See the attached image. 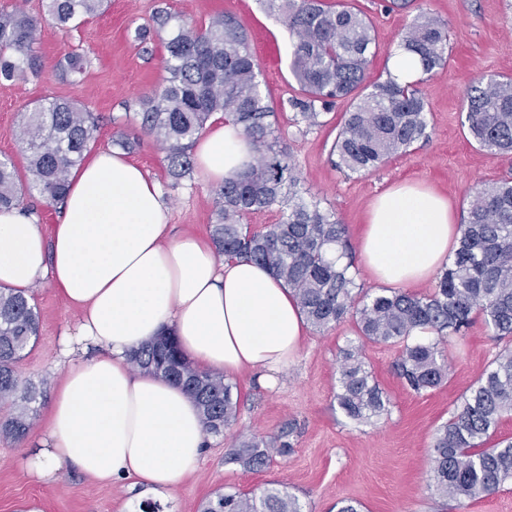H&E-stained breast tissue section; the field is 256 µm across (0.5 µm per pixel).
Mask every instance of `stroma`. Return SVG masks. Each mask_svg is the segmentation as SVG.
<instances>
[{
	"instance_id": "35a3bbf8",
	"label": "stroma",
	"mask_w": 512,
	"mask_h": 512,
	"mask_svg": "<svg viewBox=\"0 0 512 512\" xmlns=\"http://www.w3.org/2000/svg\"><path fill=\"white\" fill-rule=\"evenodd\" d=\"M381 2L349 0L369 17L377 43L369 82L385 80L387 56L423 11L448 24V62L423 85L429 138L369 173L347 174L331 162L329 150L348 103H337L324 125L309 128L294 121L289 101L296 85L288 71L292 40L259 0H110L104 14L78 27L45 28L36 45L42 73L0 84V157L21 156L17 135L25 105L48 98L74 100L98 120L91 150L113 148L120 135L137 140L139 146L129 159L156 182L176 233L209 239L215 221L214 183L197 169L172 186L162 150L142 131L135 114L140 99L165 75L168 32L154 22L155 11H170L197 26L231 13L248 29L251 51L277 106L283 141L308 198L336 213L347 225L351 242H358L374 198L404 182L447 197L457 218H464L474 192L512 169V155L492 157L480 151L461 126L463 92L475 79L483 74L512 76V0H412L408 9L396 12L384 11ZM141 28L148 30L147 39H138ZM72 52L85 61L83 73L75 78L63 70ZM32 293L40 336L17 371L23 379L43 385L45 399L23 441L0 436V512H141L142 504L153 500L160 512H201L216 492L257 495L272 483L296 495L304 512H334L343 498L359 501L362 512H440V500L430 485L434 433L504 347L488 334L482 319H475L465 336L448 341L447 380L417 395L406 390L395 373L396 347L364 343L366 366L390 396L392 407L388 416L359 426L336 403L339 351L358 337L355 318L326 330L307 328L297 358L274 388L249 375L232 379L238 402L235 420L223 433L208 435L195 468L156 499L131 488L129 481L103 485L72 466L62 467L49 485L24 476V460L47 439L50 401L65 372L58 357L60 340L77 321L76 311L49 278H41ZM281 436L292 444V451L273 456L262 470L224 461L241 439Z\"/></svg>"
}]
</instances>
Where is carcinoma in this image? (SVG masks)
Here are the masks:
<instances>
[{"label": "carcinoma", "mask_w": 512, "mask_h": 512, "mask_svg": "<svg viewBox=\"0 0 512 512\" xmlns=\"http://www.w3.org/2000/svg\"><path fill=\"white\" fill-rule=\"evenodd\" d=\"M105 0H46V14L21 9L0 11V82L29 72L40 74L34 50L42 24L77 26L98 14ZM265 10L292 37L288 70L298 87L289 100L297 122L323 124L321 116L336 101L351 100L331 147L334 165L350 173L375 170L386 160L429 138L426 104L419 85L387 76L367 84L376 52L369 18L342 3L326 0H263ZM160 27L171 26L166 42L162 85L140 101L141 129L165 154L173 185L191 175L192 148L206 123L222 112L240 125L256 151L247 172L224 181L214 192L211 238L218 254L244 257L267 266L290 288L314 328L325 330L355 316L360 339L399 348L395 371L404 386L422 394L448 377L445 345L466 332L480 316L499 341H512V174L477 190L453 260L434 292L419 296L384 288L369 300H357L347 225L336 213L305 198L283 143L277 111L262 90L261 71L250 50L248 33L230 14L207 24L172 23L159 10ZM400 47L428 75L448 58L447 24L422 14L403 33ZM462 127L490 156L512 152V78L479 77L466 91ZM97 119L68 99L39 101L27 109L18 131L24 166L0 158V209L23 204L35 193L49 202L64 200L71 171L85 158ZM277 209L280 219L262 229L243 227L244 215ZM423 329L429 335L417 338ZM39 335V313L31 293L0 289V406L11 409L0 431L22 441L28 435L43 391L24 381L16 365ZM336 401L353 422L372 424L388 414L391 401L367 369L362 347L340 350ZM134 367L180 386L200 410L205 431L224 432L236 415L232 386L224 376L196 370L166 332L134 351ZM512 415V349L498 354L475 384L460 397L448 422L435 432L434 490L457 502L479 500L512 480V440H495L504 415ZM290 445L251 438L230 449L225 462L257 471L273 454ZM203 512H303L298 498L281 488L260 495L218 493Z\"/></svg>", "instance_id": "cac0c4a2"}]
</instances>
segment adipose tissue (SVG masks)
Segmentation results:
<instances>
[{
	"label": "adipose tissue",
	"mask_w": 512,
	"mask_h": 512,
	"mask_svg": "<svg viewBox=\"0 0 512 512\" xmlns=\"http://www.w3.org/2000/svg\"><path fill=\"white\" fill-rule=\"evenodd\" d=\"M195 157L219 184L247 169L254 148L226 120L200 135ZM62 210L49 240L31 214L0 211V286L50 277L79 313L76 335L61 341L69 365L49 407V445L25 474L48 483L73 465L105 485L132 479L166 494L193 469L206 432L186 392L135 372L129 355L169 332L200 371L272 383L299 353L305 317L267 267L175 236L156 183L121 153L97 151L74 170ZM458 237L447 198L401 184L371 203L360 253L375 283L403 288L434 277ZM78 338L97 355L76 358Z\"/></svg>",
	"instance_id": "obj_1"
}]
</instances>
